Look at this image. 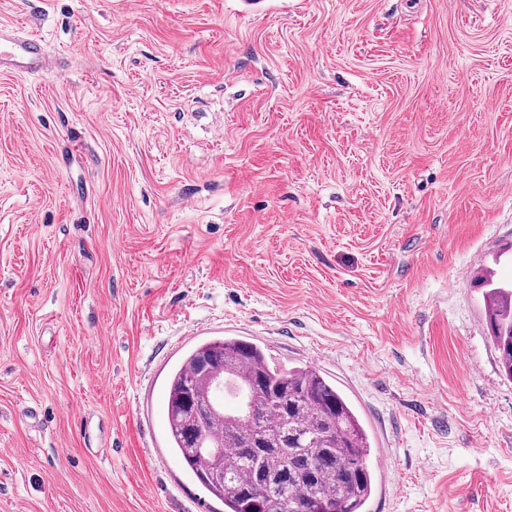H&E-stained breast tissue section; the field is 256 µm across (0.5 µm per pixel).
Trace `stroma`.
<instances>
[{"instance_id":"35a3bbf8","label":"stroma","mask_w":512,"mask_h":512,"mask_svg":"<svg viewBox=\"0 0 512 512\" xmlns=\"http://www.w3.org/2000/svg\"><path fill=\"white\" fill-rule=\"evenodd\" d=\"M0 512H220L167 443L194 342L311 365L367 512H512V0H0ZM47 56V45L40 36L0 29V67L8 63L23 74H39L47 70ZM491 287L484 296L485 316L489 335L499 355V364L505 377L512 380V283L483 281Z\"/></svg>"}]
</instances>
